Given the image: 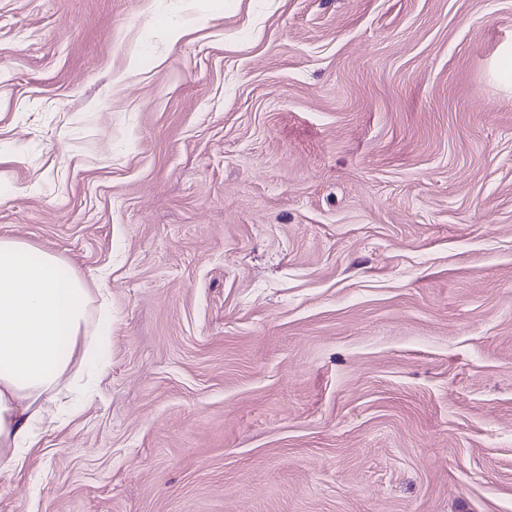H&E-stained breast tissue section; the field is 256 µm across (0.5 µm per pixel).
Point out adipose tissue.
<instances>
[{
  "mask_svg": "<svg viewBox=\"0 0 512 512\" xmlns=\"http://www.w3.org/2000/svg\"><path fill=\"white\" fill-rule=\"evenodd\" d=\"M96 298L57 254L0 237V472L60 421L63 391L81 386Z\"/></svg>",
  "mask_w": 512,
  "mask_h": 512,
  "instance_id": "adipose-tissue-1",
  "label": "adipose tissue"
}]
</instances>
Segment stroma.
<instances>
[{
	"label": "stroma",
	"instance_id": "stroma-1",
	"mask_svg": "<svg viewBox=\"0 0 512 512\" xmlns=\"http://www.w3.org/2000/svg\"><path fill=\"white\" fill-rule=\"evenodd\" d=\"M512 0H0V237L107 368L0 512H512Z\"/></svg>",
	"mask_w": 512,
	"mask_h": 512
}]
</instances>
